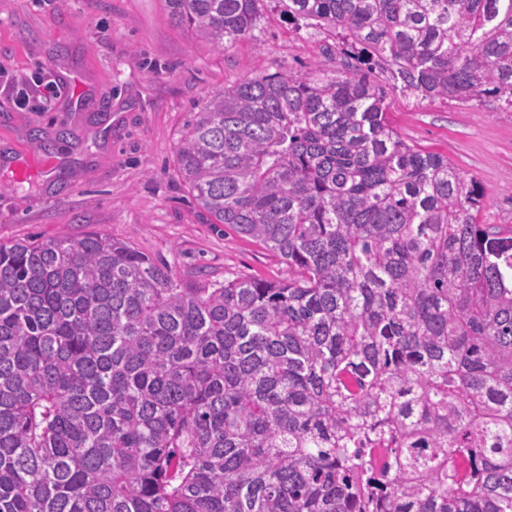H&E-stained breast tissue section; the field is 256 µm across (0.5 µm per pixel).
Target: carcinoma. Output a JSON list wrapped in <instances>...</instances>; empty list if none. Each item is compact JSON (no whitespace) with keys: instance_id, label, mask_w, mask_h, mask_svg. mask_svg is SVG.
Masks as SVG:
<instances>
[{"instance_id":"1","label":"carcinoma","mask_w":512,"mask_h":512,"mask_svg":"<svg viewBox=\"0 0 512 512\" xmlns=\"http://www.w3.org/2000/svg\"><path fill=\"white\" fill-rule=\"evenodd\" d=\"M165 2L222 51L274 3L346 59L213 93L176 145L288 278L0 241V512H512V236L369 78L512 109V0Z\"/></svg>"}]
</instances>
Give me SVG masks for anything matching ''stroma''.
Returning <instances> with one entry per match:
<instances>
[{"instance_id":"1","label":"stroma","mask_w":512,"mask_h":512,"mask_svg":"<svg viewBox=\"0 0 512 512\" xmlns=\"http://www.w3.org/2000/svg\"><path fill=\"white\" fill-rule=\"evenodd\" d=\"M324 37L271 14L259 42L221 51L165 0H0V240L91 231L171 263L179 279H285L271 252L208 223L175 144L207 94L261 72H309ZM52 77L51 102L34 83ZM402 138L482 186V223L512 234V111L403 92L381 78Z\"/></svg>"}]
</instances>
